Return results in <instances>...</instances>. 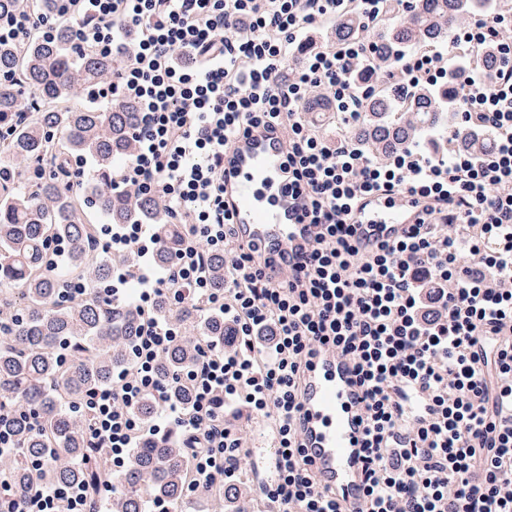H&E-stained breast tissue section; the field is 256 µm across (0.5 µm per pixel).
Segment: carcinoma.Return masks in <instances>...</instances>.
Instances as JSON below:
<instances>
[{"label": "carcinoma", "mask_w": 512, "mask_h": 512, "mask_svg": "<svg viewBox=\"0 0 512 512\" xmlns=\"http://www.w3.org/2000/svg\"><path fill=\"white\" fill-rule=\"evenodd\" d=\"M52 7V0H0V20L21 12L47 13ZM471 7V0H415L409 17L390 15L370 33L379 48V63L388 65L401 53L452 37L456 22ZM362 28L358 16L347 15L336 22L334 36L351 39ZM113 67L110 56L91 49L75 51L66 25L52 39L32 37L19 47L0 44V77L32 90L39 102L31 121L19 124L15 87L0 85V129H14L8 140L0 139V159L12 175L0 187V310L9 315L0 319V411L23 406L37 411L44 422L43 430L33 432L23 421H14L19 452L0 456V486L19 493L30 490L39 478L50 485L78 482L98 497L114 481L102 457L87 458L86 419L76 405L127 362L140 315L130 305L113 311L96 293L66 297L71 280L84 278L100 285L112 278V264L98 259L90 246L97 231L90 210L100 211L110 224L151 219L162 240L157 255L161 265L168 263L181 234L161 208L148 201L136 209L111 188L116 162L133 152L130 132L139 118L135 105L72 106L75 98L106 83ZM440 104L427 88L416 90L405 103L378 92L367 104L366 128L357 137L383 153L413 141L435 152L459 144L472 151L487 148L474 131L455 139L437 136ZM404 112L414 113L413 125L403 120ZM85 157L95 163L96 184L82 192L65 189L70 162ZM39 159L53 167L54 177L33 191L24 185L27 165ZM54 238L69 245L55 270L47 267L46 250ZM158 306L188 332L184 342L161 358L162 379H172L193 361L198 324H203L205 340L224 347L223 317L204 316L190 304L172 310L163 301ZM44 448L56 449L57 461L37 478L31 463ZM188 480L184 449L170 437L145 438L132 449L119 490L103 500L100 509L149 512L155 500L180 508Z\"/></svg>", "instance_id": "1"}]
</instances>
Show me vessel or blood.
<instances>
[{"label": "vessel or blood", "instance_id": "1", "mask_svg": "<svg viewBox=\"0 0 512 512\" xmlns=\"http://www.w3.org/2000/svg\"><path fill=\"white\" fill-rule=\"evenodd\" d=\"M224 207L240 243L267 259L270 274H280L306 251L310 228L292 203L287 146L277 132L260 129L232 142L224 159ZM414 220L403 199L368 202L357 213L361 248L394 238ZM359 398L350 367L333 353L321 352L303 385L305 448L321 484L347 504L362 495Z\"/></svg>", "mask_w": 512, "mask_h": 512}]
</instances>
